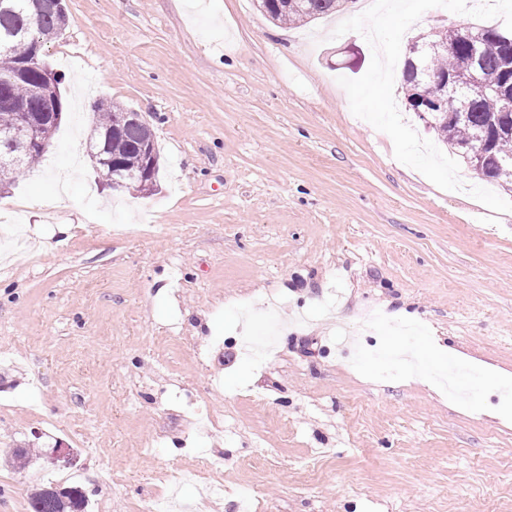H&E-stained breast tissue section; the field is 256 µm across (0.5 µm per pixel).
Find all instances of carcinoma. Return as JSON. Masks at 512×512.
Returning a JSON list of instances; mask_svg holds the SVG:
<instances>
[{
    "instance_id": "cac0c4a2",
    "label": "carcinoma",
    "mask_w": 512,
    "mask_h": 512,
    "mask_svg": "<svg viewBox=\"0 0 512 512\" xmlns=\"http://www.w3.org/2000/svg\"><path fill=\"white\" fill-rule=\"evenodd\" d=\"M28 0H13L8 12H0V33L21 32L26 29L48 42L65 28L67 20L52 13L33 19L27 8ZM267 17L277 24H295L312 21L340 11L348 0H259ZM472 30L483 38L489 48L474 59L469 43L460 36L458 28L443 29L425 38L423 70H414L405 62L403 88L409 109L413 110L426 97L424 91L434 86L435 80L447 76L458 86L456 112H432L429 126L438 139L459 156L475 173L512 188V112H504L503 101L497 88L503 81L512 84V73L504 74L503 53L509 47L496 42L500 30L496 27L474 26ZM35 44L23 36L14 38L3 47V52L16 62H25L33 54ZM479 67L491 85L481 93H471L467 84L473 67ZM40 74L34 72L27 80L13 83L0 82V94L6 93L16 101L38 102L35 87ZM93 123L98 128L112 131L108 151L118 161L126 177L125 189L143 191L140 181L142 171L148 169L150 160L160 161L153 136L136 119V111L113 106L100 100L94 104ZM43 155L33 150L21 166L10 169L3 180L15 182L25 169L41 162ZM31 512H76L70 503L61 499L51 487L35 490L30 496Z\"/></svg>"
}]
</instances>
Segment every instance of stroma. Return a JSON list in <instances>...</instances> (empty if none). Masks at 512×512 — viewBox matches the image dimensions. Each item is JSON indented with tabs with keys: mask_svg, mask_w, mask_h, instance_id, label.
<instances>
[{
	"mask_svg": "<svg viewBox=\"0 0 512 512\" xmlns=\"http://www.w3.org/2000/svg\"><path fill=\"white\" fill-rule=\"evenodd\" d=\"M463 2L277 25L255 0H66V114L0 193V512L57 485L13 467L54 442L107 512L193 504L205 452L203 512H512V192L378 83ZM101 99L148 122L151 194L100 185ZM197 470L193 473V476L198 478H205L204 480L206 488L209 494L216 498H221L224 494V485L223 483L215 477H210V474L216 469L213 460L207 455H203L197 461ZM209 476L204 477V476Z\"/></svg>",
	"mask_w": 512,
	"mask_h": 512,
	"instance_id": "1",
	"label": "stroma"
}]
</instances>
